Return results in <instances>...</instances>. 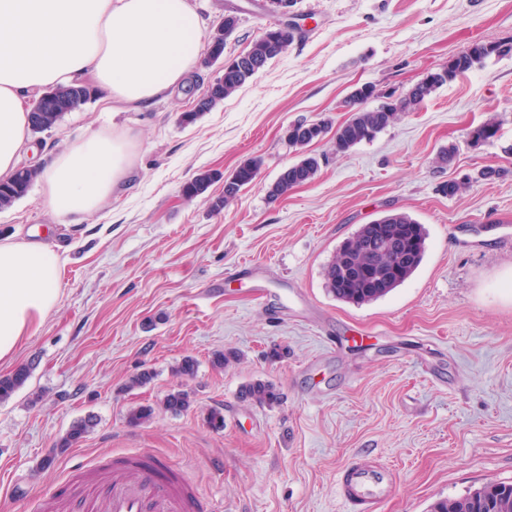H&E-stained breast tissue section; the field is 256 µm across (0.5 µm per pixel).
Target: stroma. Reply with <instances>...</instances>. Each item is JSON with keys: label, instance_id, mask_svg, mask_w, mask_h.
Returning <instances> with one entry per match:
<instances>
[{"label": "stroma", "instance_id": "35a3bbf8", "mask_svg": "<svg viewBox=\"0 0 512 512\" xmlns=\"http://www.w3.org/2000/svg\"><path fill=\"white\" fill-rule=\"evenodd\" d=\"M192 2L208 29L237 17L228 58L284 21L300 35L194 123L180 115L219 64L147 108L115 110L95 94L33 135L43 154L115 125L141 145L129 188L85 223L50 214L36 183L0 210L1 237L41 231L69 256L57 307L15 356L31 376L0 403V512H31L82 460L133 451L166 457L224 512H349L338 478L365 456L396 472L380 512H427L512 483V54L485 58L347 154L333 148L357 86L401 97L473 43L512 40V0H294L285 13L272 0ZM300 120L330 128L308 147L321 167L270 198L298 159L285 131ZM490 120L498 140L472 148L470 131ZM251 158L262 161L256 179L213 210ZM487 167L501 177L481 179ZM204 171L215 180L186 199L184 183ZM453 181L459 191L443 194ZM392 211L424 224L422 264L373 303L336 300L324 270L337 247ZM217 349L243 359L214 369ZM186 357L197 370L183 380L171 368ZM145 369L151 382L128 388ZM256 379L277 386L278 405L239 399ZM181 385L189 411L128 424L129 409ZM213 409L222 430L204 420ZM87 416L83 441L55 453Z\"/></svg>", "mask_w": 512, "mask_h": 512}]
</instances>
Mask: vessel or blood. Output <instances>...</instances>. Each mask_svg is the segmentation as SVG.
Segmentation results:
<instances>
[{
  "instance_id": "1",
  "label": "vessel or blood",
  "mask_w": 512,
  "mask_h": 512,
  "mask_svg": "<svg viewBox=\"0 0 512 512\" xmlns=\"http://www.w3.org/2000/svg\"><path fill=\"white\" fill-rule=\"evenodd\" d=\"M86 480L64 478L56 492L41 499L39 512H223L197 495L169 463L149 453H133L103 471L80 465ZM396 482L394 470L364 457L348 464L338 480L340 498L353 512H379Z\"/></svg>"
}]
</instances>
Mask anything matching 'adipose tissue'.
Wrapping results in <instances>:
<instances>
[{
    "label": "adipose tissue",
    "instance_id": "obj_1",
    "mask_svg": "<svg viewBox=\"0 0 512 512\" xmlns=\"http://www.w3.org/2000/svg\"><path fill=\"white\" fill-rule=\"evenodd\" d=\"M206 22L191 0H0V179L32 152L28 116L50 87L92 82L136 108L187 86ZM137 138L126 128L79 137L40 165L42 200L81 224L127 187ZM59 249L0 241V364L36 335L60 299Z\"/></svg>",
    "mask_w": 512,
    "mask_h": 512
}]
</instances>
